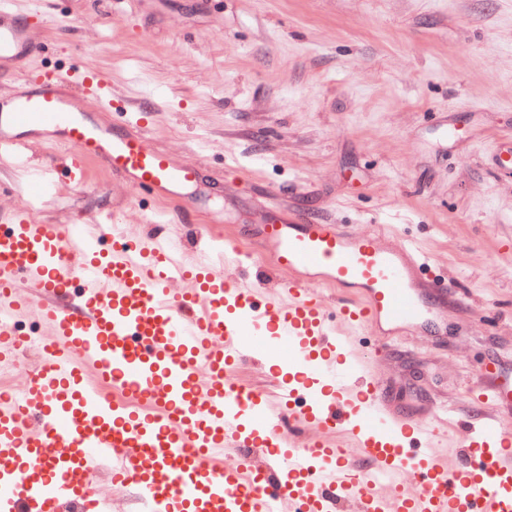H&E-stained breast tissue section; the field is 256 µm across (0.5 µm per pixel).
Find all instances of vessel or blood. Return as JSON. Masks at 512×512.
<instances>
[{
  "mask_svg": "<svg viewBox=\"0 0 512 512\" xmlns=\"http://www.w3.org/2000/svg\"><path fill=\"white\" fill-rule=\"evenodd\" d=\"M41 48L0 0V67L17 78L0 97V154L39 140L68 152L76 182L100 161L185 223L197 160L156 148L102 73L31 72ZM196 236L223 240V260L182 259L116 218L89 234L16 206L0 224V320L30 313L52 331L24 393L0 397V512H110L126 490L144 512H512V384L470 389L490 415L447 463V415L396 411L354 351L363 330H445L453 287L427 276L425 253L378 225L280 214L246 240ZM249 243L263 259L253 271L240 261ZM23 343L0 327V366ZM250 356L272 360L274 391L238 379Z\"/></svg>",
  "mask_w": 512,
  "mask_h": 512,
  "instance_id": "obj_1",
  "label": "vessel or blood"
}]
</instances>
